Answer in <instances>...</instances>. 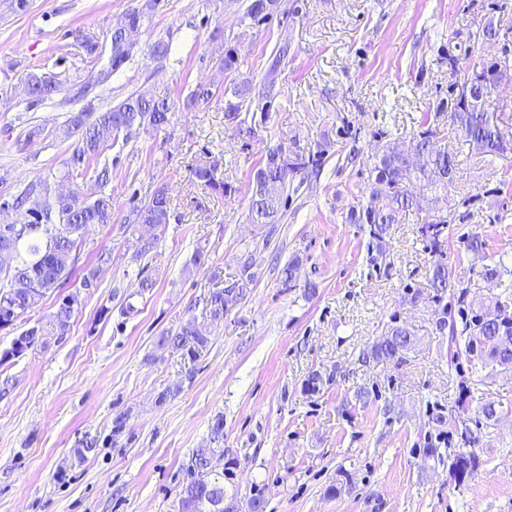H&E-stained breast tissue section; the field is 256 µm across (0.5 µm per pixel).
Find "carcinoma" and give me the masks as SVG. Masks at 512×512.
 I'll return each instance as SVG.
<instances>
[{
	"label": "carcinoma",
	"instance_id": "carcinoma-1",
	"mask_svg": "<svg viewBox=\"0 0 512 512\" xmlns=\"http://www.w3.org/2000/svg\"><path fill=\"white\" fill-rule=\"evenodd\" d=\"M144 5L138 13L125 15L138 29L151 22L157 2L145 0ZM276 9L277 0H250L242 21L257 25L270 18ZM134 57L136 51L118 41L113 42L108 63L100 69L103 74L100 85H107L112 75ZM287 57L288 46L284 45L278 49L263 84L258 87L248 80L224 87L227 129L239 133L251 131L247 122L252 112L261 113L263 122L269 119L271 103L279 95L277 69ZM448 64L459 84L467 83L471 89L469 97L451 100L448 106L450 131L461 134L480 153H512V133H506L500 127L491 110L492 93L486 91L493 82L498 63L481 61L461 69L457 60L450 57ZM237 68V50L229 46L224 50L218 70L225 74ZM62 91V84L52 74H34L28 81V95L36 103L52 101ZM174 109V102L165 92L150 97L132 93L101 112L85 109L73 116L69 126L79 139L70 157L64 161L63 177L67 178L74 170L90 164L110 142L126 144L141 131L159 130L168 125ZM428 121L426 117L421 122L425 130L414 137L413 144V151L421 155L423 161L414 164L397 148H386L376 157L368 192L362 194V199L352 207L351 221L370 225L373 238L379 242L391 225L399 223L402 213L419 206V199L425 192L446 189L454 181L456 155L442 144L446 136L428 125ZM325 153L322 148L308 153L296 148L286 154L280 147L267 150L250 180V223H281L288 204V191H298L310 176L321 172ZM219 166L220 161L215 158L202 161L193 169V175L200 186L224 195L231 187L218 177ZM97 181L102 191L93 200L76 192L53 195L46 184H30L14 196L12 202L0 203V225L18 227V234L10 239L14 265L7 273H0V319H6L0 324V331L15 327L17 321L35 309L48 293L67 285L73 275L77 238L88 226L112 223V194L103 190L110 182L108 167L97 172ZM170 216V200L165 190L159 189L148 203L133 210L128 227L133 229L140 224L157 227L169 223ZM447 228L448 216L440 213L438 208L420 228L435 256L429 270V286L437 297L455 287L444 262ZM257 279L253 264L249 258H244L239 277L207 297L205 310L210 320L215 324L222 322L228 305L242 299L246 289ZM55 304L56 309L46 323L39 322L23 330V335L32 337L29 349L41 344L43 336L49 333L64 336L69 332L75 307L80 304V293L59 296ZM464 332L468 336L467 353L495 365H512L511 313L502 311L488 319L484 313L472 309L470 317L465 319ZM158 341L162 346L194 358L207 347L209 338L188 319L176 330L161 333ZM410 343V332L402 326H393L383 341L373 346L370 355L398 359ZM27 350L20 351L19 355L27 354ZM217 452L218 449L210 447L193 452L187 480L179 492L178 512H237L233 501H224V474L214 471L213 465ZM448 461L450 474L458 483L465 481L478 467V460L472 453L456 452L448 457Z\"/></svg>",
	"mask_w": 512,
	"mask_h": 512
}]
</instances>
